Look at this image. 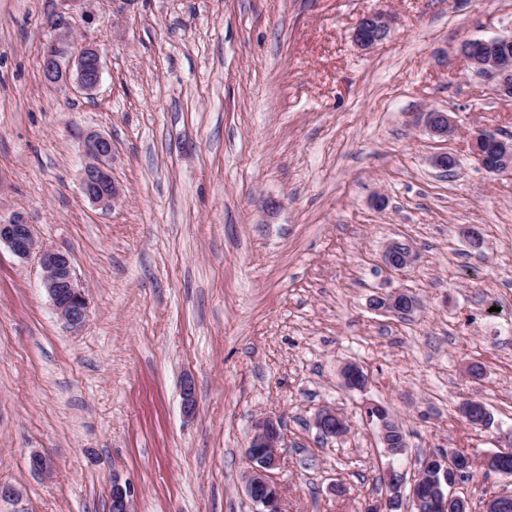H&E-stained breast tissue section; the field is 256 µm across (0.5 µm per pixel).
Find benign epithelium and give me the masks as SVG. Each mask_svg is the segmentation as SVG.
I'll return each mask as SVG.
<instances>
[{
  "label": "benign epithelium",
  "instance_id": "7a95c632",
  "mask_svg": "<svg viewBox=\"0 0 512 512\" xmlns=\"http://www.w3.org/2000/svg\"><path fill=\"white\" fill-rule=\"evenodd\" d=\"M393 20L383 13H367L357 22L352 37L355 44L367 50L384 41L392 28ZM56 34L44 45L42 65L45 78L56 83L73 80L84 93L90 94L99 86L104 70L103 56L93 44H76L69 27L55 24ZM512 45V35L472 39L470 44L459 48V54L468 62L473 72L479 76L494 94L504 100H512V55L508 47ZM428 132L446 141L458 132L451 113H428ZM470 150L473 157L489 173L500 175L512 173V139L499 138L482 130L470 136ZM86 161L82 170L81 187L84 195L103 208L112 207L118 196V189L112 181V140L103 135H92L83 145ZM6 245L20 259L32 256L38 259L42 269V286L48 294L56 314L67 325L77 329L86 321L88 303L83 291L75 280L73 263L68 253L52 250L39 244L32 225L23 217L17 216L9 222L0 221V245ZM382 262L392 271L401 272L414 260L411 247L404 241L388 242L381 255ZM371 306L383 312L400 316H411L419 304L415 294L398 289L389 294H380L371 299ZM361 367L355 362H347L340 368L342 384L353 390H363L368 381L360 376ZM183 413L190 417L197 409L195 391L191 381L183 385ZM367 414L374 415L379 426V438L386 454H391L390 435L393 428L387 426V410L380 405L367 408ZM315 424L319 431L332 437L347 432L340 413L325 407L318 411ZM283 434L281 424L272 417L260 418L254 426L249 447L256 449V457L250 459V470L246 476V489L254 503L260 506L259 512H282L279 492L261 498L254 497L256 487L275 486L273 471L282 461ZM512 454V437L506 448L485 456L480 465L484 469L500 472V459ZM30 469L45 478L56 473L55 461L49 455L34 450L29 456ZM448 468L454 470L453 478L443 482L426 480L424 469L417 468L412 475L395 472L390 474L387 486L389 493L369 504L370 512H390L396 501L403 502V510H408L406 500L419 508L429 504L433 512H445L448 502L454 501L460 508L469 504V498L454 491L461 484L459 470L453 461ZM112 512H134V489L129 483H121L119 477L112 478Z\"/></svg>",
  "mask_w": 512,
  "mask_h": 512
}]
</instances>
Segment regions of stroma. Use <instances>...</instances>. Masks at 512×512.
Masks as SVG:
<instances>
[{"instance_id": "stroma-1", "label": "stroma", "mask_w": 512, "mask_h": 512, "mask_svg": "<svg viewBox=\"0 0 512 512\" xmlns=\"http://www.w3.org/2000/svg\"><path fill=\"white\" fill-rule=\"evenodd\" d=\"M369 12L396 23L364 51L351 33ZM58 21L104 53L92 95L43 76ZM510 34L512 0H0V221L22 214L67 251L89 300L69 329L37 259L0 246V483L22 491L0 512H109L116 475L136 512H257L245 450L262 415L282 422L284 512H362L423 453L499 451L512 174L486 172L468 141L512 137V102L458 48ZM431 111L458 137H431ZM91 133L112 140L109 210L80 188ZM439 152L459 167L433 168ZM392 239L416 253L401 273L380 261ZM402 287L412 317L371 307ZM347 361L366 391L341 386ZM470 396L490 428L461 416ZM369 402L401 419L405 455L385 454ZM324 407L345 438L320 434ZM34 449L55 478L30 470Z\"/></svg>"}]
</instances>
